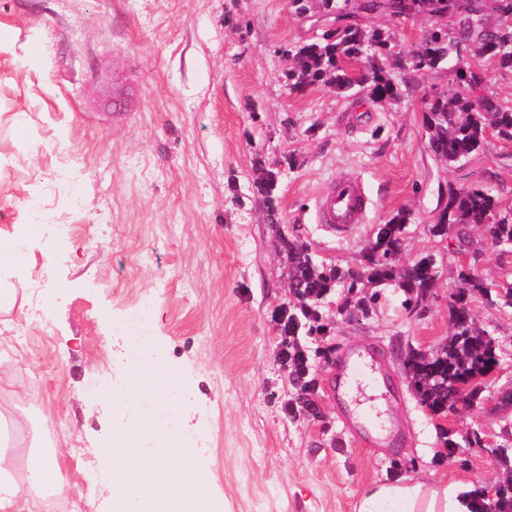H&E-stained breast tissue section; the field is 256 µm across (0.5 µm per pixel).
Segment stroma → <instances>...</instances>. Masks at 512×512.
Returning <instances> with one entry per match:
<instances>
[{"instance_id":"1","label":"stroma","mask_w":512,"mask_h":512,"mask_svg":"<svg viewBox=\"0 0 512 512\" xmlns=\"http://www.w3.org/2000/svg\"><path fill=\"white\" fill-rule=\"evenodd\" d=\"M331 18L299 14L290 0H0V25L18 29L0 51V113H20L28 137L0 126V229L47 216L71 225L65 241L32 247L19 296L0 313V362L13 365L0 387V413L22 416L23 443H58L67 498L87 512H111L107 484L84 475L115 418L104 399L123 374L127 347L144 346L165 380L182 382L200 428L201 460L213 473L223 512H355L361 492L401 475L435 478L459 490L492 484L501 460L486 450L512 433V308L482 295L471 302L492 333L499 364L475 406L427 413L411 392L401 358L448 336V290L461 268L495 287L512 284V248H491L482 231L458 248L429 232L449 185L493 191L512 211V141L489 135L466 161L444 168L428 148L429 100L454 90V66L420 71L413 92L390 108L366 90L315 84L292 90L283 47L310 42ZM393 57L414 55L432 18H379ZM136 64L130 115L91 109L112 78V50ZM277 170L278 221L296 226L320 257L355 263L375 225L409 215L402 263L434 255L439 280L424 311L403 308L384 289L372 318L337 317V353L375 351L347 397L333 372L318 374L325 424L290 418L273 312L288 300L268 215L254 191L259 168ZM356 176L372 200L366 224L347 237L316 218L331 180ZM53 295L42 319L35 284ZM398 427L388 448L371 446L359 421ZM480 432L483 445L448 458L443 431Z\"/></svg>"}]
</instances>
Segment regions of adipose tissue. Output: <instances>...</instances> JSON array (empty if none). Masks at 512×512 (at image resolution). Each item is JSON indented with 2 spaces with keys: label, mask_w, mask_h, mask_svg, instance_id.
<instances>
[{
  "label": "adipose tissue",
  "mask_w": 512,
  "mask_h": 512,
  "mask_svg": "<svg viewBox=\"0 0 512 512\" xmlns=\"http://www.w3.org/2000/svg\"><path fill=\"white\" fill-rule=\"evenodd\" d=\"M36 224H16L11 231L0 230V311L16 306L18 288L31 263L32 245L41 236ZM19 422L0 415V512H22L34 507L46 495H64L68 480L55 448L34 444L18 451L13 434ZM398 504L402 512H467L462 501L439 483L409 482L399 478L366 488L357 512H381L382 505Z\"/></svg>",
  "instance_id": "adipose-tissue-1"
}]
</instances>
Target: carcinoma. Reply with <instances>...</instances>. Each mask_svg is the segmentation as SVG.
Here are the masks:
<instances>
[{"instance_id":"obj_1","label":"carcinoma","mask_w":512,"mask_h":512,"mask_svg":"<svg viewBox=\"0 0 512 512\" xmlns=\"http://www.w3.org/2000/svg\"><path fill=\"white\" fill-rule=\"evenodd\" d=\"M311 1L323 15L337 8L334 0H292V4L304 14ZM356 13L368 19L382 15L449 17L454 19V27L428 29L414 55L415 66L402 69V77L397 79L383 63V57L391 51L388 32L359 23L340 25L310 43L282 50L288 61V78L293 81L291 89L330 83L346 93L359 86L368 89L376 103H396L402 98L403 88L415 81L414 72L433 69L469 45L473 46V56L487 58L498 69L512 70V23L507 22V15H512V0H365ZM491 14L497 15L492 25L488 24ZM457 78L465 87L451 95L433 97L424 118L429 148L437 161L448 166L478 152L490 132L505 141L512 140V107L474 95L473 89L482 82L476 71L460 68ZM277 186L276 172L262 169L255 188L274 228L278 227ZM407 220L404 212L392 217L368 240L355 265L345 267L318 261L309 242L297 233L286 238L276 235L289 288L288 303L276 311L274 322L292 387L287 405L290 416L305 411L317 417L311 396L317 390L322 349L312 334L320 328L321 301L343 291L353 297L356 310L366 317L377 308L383 286L403 291L404 308L413 310L427 298L428 290L435 288L432 257L409 264L399 262ZM479 226L485 227L492 245L512 242V214L502 213L496 195L485 188L448 185L447 202L430 232L441 237L453 232L460 237L464 229ZM457 278L448 304L453 334L441 355L412 352L403 364L420 402L442 417L455 409L461 389L468 390L469 399H478L481 390L476 382L498 364L495 341L476 326L470 308L472 295L491 296L489 287L470 269H460ZM486 493L483 484L467 492L472 497V512H486ZM498 497L499 512H512V478L498 484Z\"/></svg>"}]
</instances>
